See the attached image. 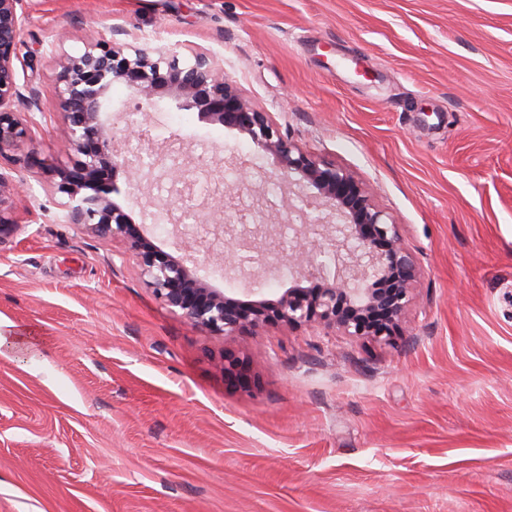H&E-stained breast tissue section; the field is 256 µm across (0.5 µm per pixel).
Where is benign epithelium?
I'll return each instance as SVG.
<instances>
[{
    "label": "benign epithelium",
    "mask_w": 512,
    "mask_h": 512,
    "mask_svg": "<svg viewBox=\"0 0 512 512\" xmlns=\"http://www.w3.org/2000/svg\"><path fill=\"white\" fill-rule=\"evenodd\" d=\"M24 2L0 0V165L22 163L49 173L54 192L64 197L61 207L67 223L106 243H122L155 297L205 335L236 336L272 323L337 329L355 339L385 343L400 333L421 275L401 225L374 204L353 172L289 140L271 113L254 108L205 53L182 65L174 51L149 42L118 46L102 34L89 36L81 54L57 57L65 149L77 155L76 161L59 166L34 152L23 159L14 155L30 138L34 115L42 111L39 88L17 79L20 36L29 23ZM116 84L135 89L148 107L161 92L188 102L201 118L237 130L272 156L277 164L274 178L315 189L307 196L310 204L329 209L336 223H307L306 212L288 193L282 207L268 214L266 234L270 238L282 225H291L295 245L281 255V262L298 274L324 280V286L289 288L273 301L241 303L208 287L199 275V263L190 257L199 253L195 243L186 242L185 253L176 256L136 229L131 212L113 198L119 194L112 180L115 171H161L173 191L183 196L191 190V175L208 172V166L162 154L143 165L116 152L114 127L102 117ZM22 193V184L0 171V242L17 229L11 203ZM225 247L243 253L245 265L234 267L241 276L254 278L265 264V255L253 254L251 244L236 236L225 239ZM330 261L336 268L331 279L325 276Z\"/></svg>",
    "instance_id": "benign-epithelium-1"
}]
</instances>
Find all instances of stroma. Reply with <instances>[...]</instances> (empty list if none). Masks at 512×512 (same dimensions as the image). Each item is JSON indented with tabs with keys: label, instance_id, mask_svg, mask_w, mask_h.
Listing matches in <instances>:
<instances>
[{
	"label": "stroma",
	"instance_id": "1",
	"mask_svg": "<svg viewBox=\"0 0 512 512\" xmlns=\"http://www.w3.org/2000/svg\"><path fill=\"white\" fill-rule=\"evenodd\" d=\"M19 81L43 112L17 156L57 165L56 54L89 27L204 52L304 151L351 170L423 275L392 343L310 326L207 336L155 298L123 245L64 223L48 174L0 242V512H512V0H26ZM127 149L214 159L253 216L274 168L237 130L156 96ZM168 253L211 227L144 220ZM246 376L225 377L224 352Z\"/></svg>",
	"mask_w": 512,
	"mask_h": 512
}]
</instances>
